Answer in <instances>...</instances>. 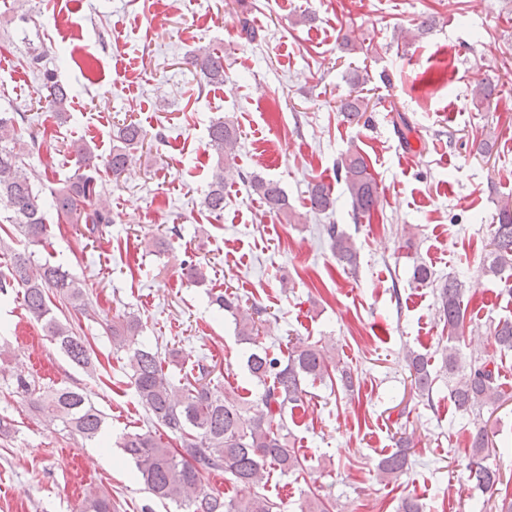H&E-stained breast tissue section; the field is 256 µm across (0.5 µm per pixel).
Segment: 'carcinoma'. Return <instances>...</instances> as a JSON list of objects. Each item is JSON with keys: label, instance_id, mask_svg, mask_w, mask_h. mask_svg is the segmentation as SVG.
<instances>
[{"label": "carcinoma", "instance_id": "obj_1", "mask_svg": "<svg viewBox=\"0 0 512 512\" xmlns=\"http://www.w3.org/2000/svg\"><path fill=\"white\" fill-rule=\"evenodd\" d=\"M41 60V54H32L27 67L41 79L48 106L60 116L70 104L69 88L44 69ZM192 64L199 68L206 83H224L221 54L201 48L193 56ZM21 119L25 116L16 112H0V203L10 210L4 221L11 224L15 236L32 246L47 236L48 219L41 193L34 185L35 175L23 161V156L41 143L33 137L24 139ZM145 136L142 127L133 122L116 127L112 131L115 145L103 162L87 143L73 142L71 150L77 168L62 186L51 191L57 223L86 224L92 234L112 223V210L101 202L104 190L101 168L114 176L122 174L127 167V150ZM209 145L217 154V170L204 196V206L217 218L224 213V161L235 160L238 147L233 122L222 117L213 121ZM336 173L344 181L354 215L371 217L378 201L377 182L364 156L357 151L346 153L338 162ZM238 176L249 180L270 211L284 215L289 221L301 219V215L290 211L288 196L279 182L256 175L248 177L241 172ZM308 201L310 210L320 213L333 209L335 204L331 188L321 182L311 184ZM323 232L338 264L345 270H356L359 252L351 239L336 224L324 225ZM490 246L482 274L498 278L512 268V202L500 207ZM16 287L23 289L24 306L31 318L42 324L69 360L82 368L92 367L91 342L71 324L59 321L50 307L51 298L55 297L74 312L89 316L93 305L82 283L62 266L40 264L33 252L24 251L11 254L9 274L0 277V293L5 295L7 289ZM466 288L467 282L457 276L446 278L438 287L439 314L448 339L439 374L448 377L449 396L455 410L473 417L468 481L487 491L497 485L499 478L487 463L489 441L481 414L501 401L502 390L497 383L499 363L493 355L475 357L468 372L456 374L455 350L456 343L463 338ZM212 302L234 318L239 340L249 345L245 366L250 378L263 386L262 408L256 410L249 422H244L243 414L250 410L248 402L212 383L209 367L202 359L197 360V374L185 376L179 385L173 383L157 351L135 346L140 319L118 314L112 318V344L117 348L132 347L131 380L139 402L151 424L179 439L180 447L163 442L151 430L126 433L117 445L133 461L144 490L161 501L176 504L184 512H278L280 505L257 491L247 498L221 497L205 486V475L222 471L235 483L256 489L272 468L284 475L303 469V461L289 448L285 411L303 402L304 385L308 381L338 383L346 392L354 391L356 382L351 372L336 371L324 347L316 343L283 356L269 353L258 341L256 321L262 311L258 308L250 313L242 311L236 295L220 293L212 297ZM493 337L499 352H512V320L498 321L493 327ZM407 361L419 396L432 401L438 374L430 369V361L415 351L409 352ZM16 384L22 392L36 395L37 408L60 422L64 430L88 441L103 434L105 418L84 393L71 388L38 392L23 379ZM410 447L411 440L405 437L395 451L381 459L377 465L380 481L396 482L408 473ZM83 512H112V498L91 490L84 499Z\"/></svg>", "mask_w": 512, "mask_h": 512}]
</instances>
